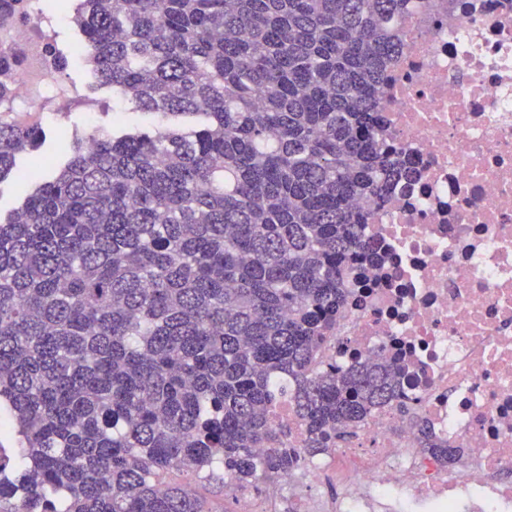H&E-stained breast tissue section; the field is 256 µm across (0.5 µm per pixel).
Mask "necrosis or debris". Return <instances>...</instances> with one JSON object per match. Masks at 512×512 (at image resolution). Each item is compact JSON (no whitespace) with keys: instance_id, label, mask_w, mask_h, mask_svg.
<instances>
[{"instance_id":"necrosis-or-debris-1","label":"necrosis or debris","mask_w":512,"mask_h":512,"mask_svg":"<svg viewBox=\"0 0 512 512\" xmlns=\"http://www.w3.org/2000/svg\"><path fill=\"white\" fill-rule=\"evenodd\" d=\"M404 47L378 89L385 152L413 177L369 208L382 264L354 269L314 368L397 365L454 464L431 456L392 407L350 447L302 458L288 512H512V0H410ZM24 62L16 96L42 109L65 94L28 26L0 18ZM331 470L339 493H308Z\"/></svg>"}]
</instances>
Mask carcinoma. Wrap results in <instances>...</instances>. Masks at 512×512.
<instances>
[{
	"mask_svg": "<svg viewBox=\"0 0 512 512\" xmlns=\"http://www.w3.org/2000/svg\"><path fill=\"white\" fill-rule=\"evenodd\" d=\"M407 2L79 0L93 83L154 120L51 177L17 167L45 131L0 48V180L31 187L0 219V512H215L194 485L256 489L380 407L416 415L394 364L313 371L376 260L352 202L412 176L377 141ZM285 399L303 448L266 420Z\"/></svg>",
	"mask_w": 512,
	"mask_h": 512,
	"instance_id": "cac0c4a2",
	"label": "carcinoma"
}]
</instances>
